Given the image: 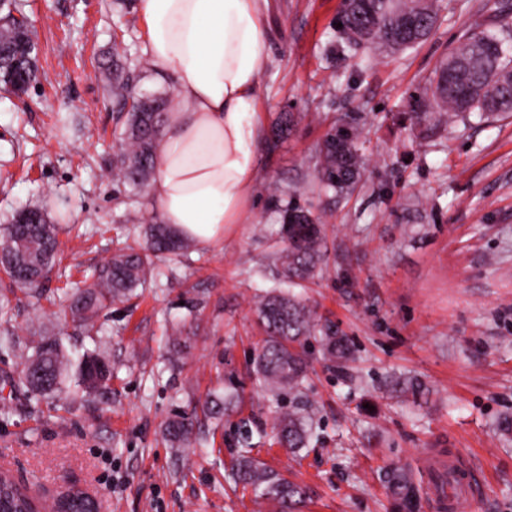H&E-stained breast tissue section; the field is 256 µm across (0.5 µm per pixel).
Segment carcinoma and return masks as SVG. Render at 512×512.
Listing matches in <instances>:
<instances>
[{
  "label": "carcinoma",
  "instance_id": "obj_1",
  "mask_svg": "<svg viewBox=\"0 0 512 512\" xmlns=\"http://www.w3.org/2000/svg\"><path fill=\"white\" fill-rule=\"evenodd\" d=\"M20 17L12 16L0 25V45L6 46L20 36L33 43L29 18L22 5L15 4ZM440 20V0H347L340 22L341 40L357 49L374 45L388 54H396L426 41ZM512 40V21L503 15L494 28L485 23L474 26L457 45L435 65L425 91L414 98L410 129L426 135L443 126L468 123L473 117L481 122L512 112V53L505 43ZM144 65L141 60L112 64L107 80L112 88L114 111L119 114L116 137L125 144V152L113 158L117 187L124 196L138 201L154 175L153 149L161 135L168 96L143 93L138 86ZM360 132L354 126L345 133L330 128L319 149L318 183L325 192L344 193L359 180L363 159L359 152ZM284 247L274 254L278 279L292 287L300 286L322 273L325 240L322 215L291 199L276 203ZM19 216L0 228V271L15 284L37 288L40 279L56 263L57 246L54 225L41 219L20 224ZM144 243L129 246L101 266L96 275L71 295L69 309L73 320L93 323L99 312L122 299L136 295L159 275L158 261L179 256L188 242L167 224L144 225ZM258 318L265 339L253 360L254 372L270 390L279 392L297 388L308 372L305 346L318 337L324 353L331 359L351 357L347 340L330 323L316 319L314 310L294 294L275 290L267 293L258 306ZM24 369L37 367L42 376L23 375L13 385L42 397L64 391L75 380L82 393L91 395L110 386L112 366L97 352L83 354L76 368L68 365L63 345L55 336H43L31 346ZM230 395L215 392L205 404L212 415L232 410ZM278 442L291 452L310 445L312 425L308 417L290 410L276 419ZM194 433L193 419L176 413L168 419L164 435L172 445L183 447ZM242 448L234 459L233 471L239 483L251 487L256 496L275 503L288 512L303 501V489L266 467L251 455V431L240 432ZM42 502L16 483L10 474L0 476V506L4 512H36Z\"/></svg>",
  "mask_w": 512,
  "mask_h": 512
}]
</instances>
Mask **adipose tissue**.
Instances as JSON below:
<instances>
[{"label":"adipose tissue","mask_w":512,"mask_h":512,"mask_svg":"<svg viewBox=\"0 0 512 512\" xmlns=\"http://www.w3.org/2000/svg\"><path fill=\"white\" fill-rule=\"evenodd\" d=\"M267 0H140L144 54L175 102L155 143L149 206L188 242H223L252 219L264 138Z\"/></svg>","instance_id":"1"}]
</instances>
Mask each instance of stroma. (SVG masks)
Returning <instances> with one entry per match:
<instances>
[{
  "instance_id": "1",
  "label": "stroma",
  "mask_w": 512,
  "mask_h": 512,
  "mask_svg": "<svg viewBox=\"0 0 512 512\" xmlns=\"http://www.w3.org/2000/svg\"><path fill=\"white\" fill-rule=\"evenodd\" d=\"M40 73L22 93L0 92V225L25 207L57 227L58 261L33 297L0 274V467L54 501L70 491L97 512H276L234 486L237 430L254 456L305 486L301 512H433L416 495L403 507L384 474L423 481L425 456L461 449L474 490L460 512H512V115L447 127L430 139L402 115L437 60L475 19L512 13V0H443V21L396 56L372 47L340 53L341 0H269L270 64L261 77L265 125L294 113L275 149L261 147L252 223L223 244L191 247L162 264L138 298L114 303L94 325L72 324L66 293L143 237L112 182L115 114L104 79L117 55L143 53L139 0H21ZM357 122L364 170L349 195L319 193L318 145L331 125ZM300 196L322 212L327 265L300 289L353 348L345 364L311 343L308 378L274 396L251 371L264 331L257 306L277 284L281 226L273 198ZM180 336H172L171 324ZM60 338L72 360L96 347L112 364L110 389L70 407L11 392L33 341ZM415 379L424 393L394 390ZM235 387L231 417L199 416L197 443L173 448L165 421ZM315 410L314 447L275 442L277 416Z\"/></svg>"
}]
</instances>
